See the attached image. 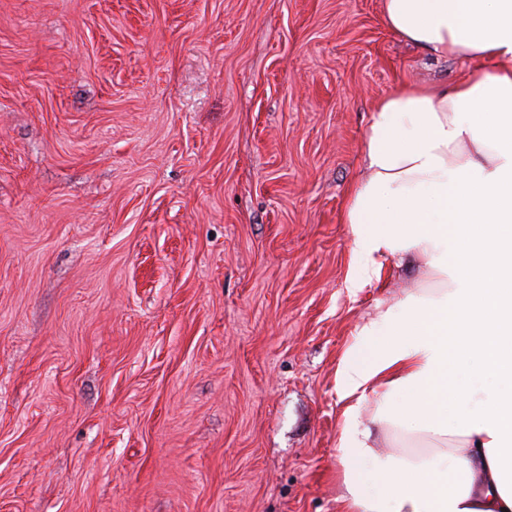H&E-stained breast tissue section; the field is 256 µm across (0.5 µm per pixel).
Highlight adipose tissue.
Listing matches in <instances>:
<instances>
[{
  "mask_svg": "<svg viewBox=\"0 0 512 512\" xmlns=\"http://www.w3.org/2000/svg\"><path fill=\"white\" fill-rule=\"evenodd\" d=\"M396 35L436 61L484 68L453 86L403 84L371 115L343 213L356 291L422 262L437 287L406 295L357 334L382 337L370 363L347 352L338 452L347 512H512V0H382ZM407 391L402 408L392 399ZM378 408L359 420L368 397ZM429 451L376 455L377 433ZM370 467L368 482L355 469Z\"/></svg>",
  "mask_w": 512,
  "mask_h": 512,
  "instance_id": "ef3b65f1",
  "label": "adipose tissue"
}]
</instances>
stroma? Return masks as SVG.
<instances>
[{
  "instance_id": "1",
  "label": "stroma",
  "mask_w": 512,
  "mask_h": 512,
  "mask_svg": "<svg viewBox=\"0 0 512 512\" xmlns=\"http://www.w3.org/2000/svg\"><path fill=\"white\" fill-rule=\"evenodd\" d=\"M381 0H0V512H345Z\"/></svg>"
}]
</instances>
